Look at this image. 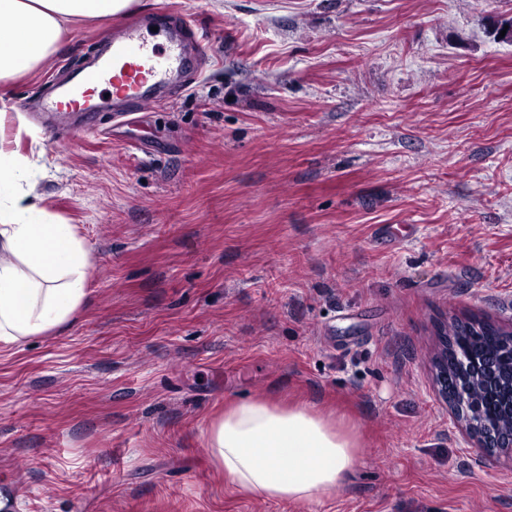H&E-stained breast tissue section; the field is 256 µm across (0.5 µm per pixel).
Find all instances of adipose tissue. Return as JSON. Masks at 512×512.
I'll return each instance as SVG.
<instances>
[{
	"label": "adipose tissue",
	"instance_id": "ef3b65f1",
	"mask_svg": "<svg viewBox=\"0 0 512 512\" xmlns=\"http://www.w3.org/2000/svg\"><path fill=\"white\" fill-rule=\"evenodd\" d=\"M137 0H0V82L36 69L59 50L68 24L112 17ZM36 164L0 135V348L62 330L87 297L89 251L73 225L26 187ZM361 439L342 417L309 402L234 401L206 432L215 468L247 495L313 502L343 484Z\"/></svg>",
	"mask_w": 512,
	"mask_h": 512
}]
</instances>
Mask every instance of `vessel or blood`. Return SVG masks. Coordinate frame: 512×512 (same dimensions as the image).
Returning a JSON list of instances; mask_svg holds the SVG:
<instances>
[{"label": "vessel or blood", "instance_id": "b4317fda", "mask_svg": "<svg viewBox=\"0 0 512 512\" xmlns=\"http://www.w3.org/2000/svg\"><path fill=\"white\" fill-rule=\"evenodd\" d=\"M161 38L152 43L139 24L131 23L103 40L104 53L81 67L72 77L73 91L49 98L44 109L49 129L57 136L75 135L73 117L86 112L101 90H109L116 106L155 101L156 93L177 86L190 63L201 62L202 52L192 50L183 27L168 16L155 19Z\"/></svg>", "mask_w": 512, "mask_h": 512}]
</instances>
